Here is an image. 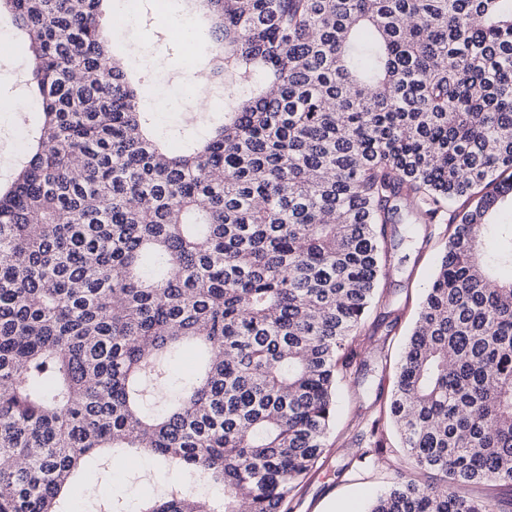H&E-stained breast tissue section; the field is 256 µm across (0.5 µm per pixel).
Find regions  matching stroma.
Instances as JSON below:
<instances>
[{"instance_id":"obj_1","label":"stroma","mask_w":512,"mask_h":512,"mask_svg":"<svg viewBox=\"0 0 512 512\" xmlns=\"http://www.w3.org/2000/svg\"><path fill=\"white\" fill-rule=\"evenodd\" d=\"M142 25L130 33L140 53L153 63L152 77L188 81L184 51L169 36L158 0H138ZM30 62L23 53H0V104L24 97ZM18 112L0 111V181L8 180L20 160L25 141L15 127ZM448 241L447 224H423L415 241L397 242L394 267L379 284L373 303L356 338L357 354L336 386V421L323 455L294 492L289 512H367L371 502L390 490L408 465L397 433L385 417L394 389L398 363L416 320L437 261ZM384 430L382 459L361 458L360 450L374 419ZM174 475L146 455L124 457L121 466L101 478L102 497L132 512L139 501L163 493Z\"/></svg>"}]
</instances>
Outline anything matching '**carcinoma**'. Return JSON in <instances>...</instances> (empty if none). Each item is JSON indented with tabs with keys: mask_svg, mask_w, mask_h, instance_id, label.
<instances>
[{
	"mask_svg": "<svg viewBox=\"0 0 512 512\" xmlns=\"http://www.w3.org/2000/svg\"><path fill=\"white\" fill-rule=\"evenodd\" d=\"M104 2L0 0L36 33L16 45L41 115L0 187V512H70L103 448L223 490L140 512H288L388 235L445 210L389 405L410 469L370 512H500L461 488L512 485V0H196L224 115L178 151ZM188 345L204 364L176 387Z\"/></svg>",
	"mask_w": 512,
	"mask_h": 512,
	"instance_id": "carcinoma-1",
	"label": "carcinoma"
}]
</instances>
